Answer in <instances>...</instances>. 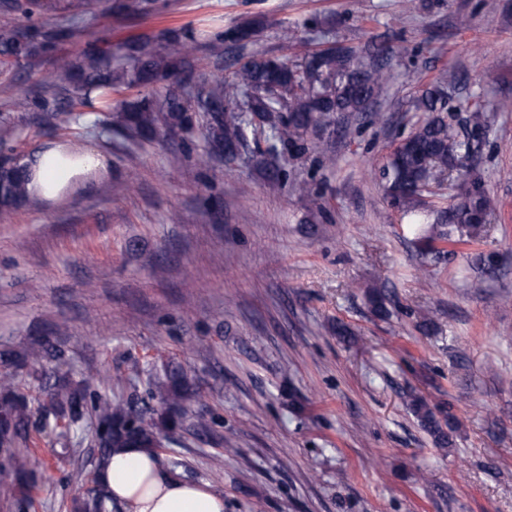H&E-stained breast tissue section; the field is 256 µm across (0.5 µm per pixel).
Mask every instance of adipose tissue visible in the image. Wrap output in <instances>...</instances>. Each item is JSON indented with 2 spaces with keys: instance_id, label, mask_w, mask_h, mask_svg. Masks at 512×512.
I'll return each instance as SVG.
<instances>
[{
  "instance_id": "obj_1",
  "label": "adipose tissue",
  "mask_w": 512,
  "mask_h": 512,
  "mask_svg": "<svg viewBox=\"0 0 512 512\" xmlns=\"http://www.w3.org/2000/svg\"><path fill=\"white\" fill-rule=\"evenodd\" d=\"M99 478L124 512H224V497L206 483L166 472L157 456L141 448L113 450Z\"/></svg>"
}]
</instances>
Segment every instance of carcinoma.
<instances>
[{"mask_svg":"<svg viewBox=\"0 0 512 512\" xmlns=\"http://www.w3.org/2000/svg\"><path fill=\"white\" fill-rule=\"evenodd\" d=\"M94 0H0V11L20 15L18 22L0 23V63L18 64L41 55L45 42L25 22L35 13L51 11L67 26L47 38L71 36L87 30L94 12ZM158 0H112L116 17L147 15ZM263 21L253 19L231 26L224 33L204 42L208 54L218 62L229 61L230 78L218 67L198 82L192 74L190 54L197 43L194 29L185 26L163 36V45L150 38L137 39L114 51L99 41H89L74 58L53 69L49 89L67 97L74 119H85L91 126L115 132L135 143L180 131L200 132L203 145L199 161L209 164L219 150L236 158L254 142L253 154L268 173L271 183H280L279 162L288 157L298 160L314 148L320 149L327 164H333L331 136L340 118L370 113L383 96L386 74L376 55H366L350 47L330 45L313 49L300 59L289 54L297 41L296 28H286L280 54L253 50ZM456 70L440 73L414 101L420 116L409 135L389 153L382 167L385 197L401 213L408 233L415 242L439 261L445 254L441 243H467L480 237L495 207L494 198L464 169L463 158L472 153L469 138L448 122V88L460 84ZM137 90L131 100H122L117 122H112L113 93ZM36 102L28 93L15 94L10 109L0 113V151L16 153L11 144L17 128L15 114H25ZM81 141L64 142L47 156L50 170L79 168ZM29 155L15 163L0 166V209L19 207L30 200ZM97 172L80 173L65 181L53 178L38 186L43 194L67 195L74 185ZM449 184L447 206L433 201L437 190ZM0 358L27 370L41 382L46 377L44 363H55L54 381L45 385V398L32 408L10 374L0 377V478L12 499L15 512H28L32 499L28 489L35 482L37 459L26 445L33 418L46 423L65 420L79 424L87 413L95 422L93 439L98 448L94 477L82 468L73 470L70 480L91 482V488L76 501L72 512H112V494L99 481V472L116 448L136 444L149 452L160 448L164 433L186 414L191 397L190 384L182 370L168 366L158 389L166 411L148 420L133 405L119 399L92 398L86 386L72 382L62 372V355L42 342H32L24 353L1 352ZM413 411L436 445L445 448L449 435L437 417V407L423 397L412 399Z\"/></svg>","mask_w":512,"mask_h":512,"instance_id":"carcinoma-1","label":"carcinoma"}]
</instances>
